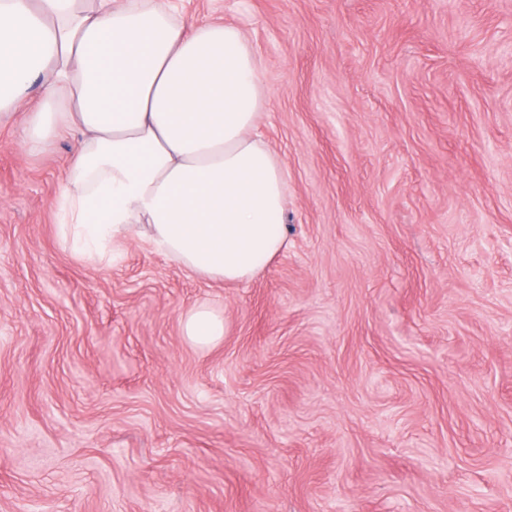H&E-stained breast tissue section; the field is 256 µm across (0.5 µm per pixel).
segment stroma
<instances>
[{
    "mask_svg": "<svg viewBox=\"0 0 512 512\" xmlns=\"http://www.w3.org/2000/svg\"><path fill=\"white\" fill-rule=\"evenodd\" d=\"M180 8L261 61L288 246L79 259L77 133L0 128V512H512V0ZM183 336L191 344L206 347L224 337V319L205 305L191 308L181 320Z\"/></svg>",
    "mask_w": 512,
    "mask_h": 512,
    "instance_id": "35a3bbf8",
    "label": "stroma"
}]
</instances>
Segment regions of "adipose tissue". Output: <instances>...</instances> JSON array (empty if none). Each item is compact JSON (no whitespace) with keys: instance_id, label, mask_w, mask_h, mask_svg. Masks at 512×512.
I'll list each match as a JSON object with an SVG mask.
<instances>
[{"instance_id":"adipose-tissue-1","label":"adipose tissue","mask_w":512,"mask_h":512,"mask_svg":"<svg viewBox=\"0 0 512 512\" xmlns=\"http://www.w3.org/2000/svg\"><path fill=\"white\" fill-rule=\"evenodd\" d=\"M260 64L245 33L187 27L169 0H0V127L31 152L80 134L62 232L90 261L130 237L193 274L252 280L287 247V174L256 139ZM191 344L224 337L209 307Z\"/></svg>"}]
</instances>
